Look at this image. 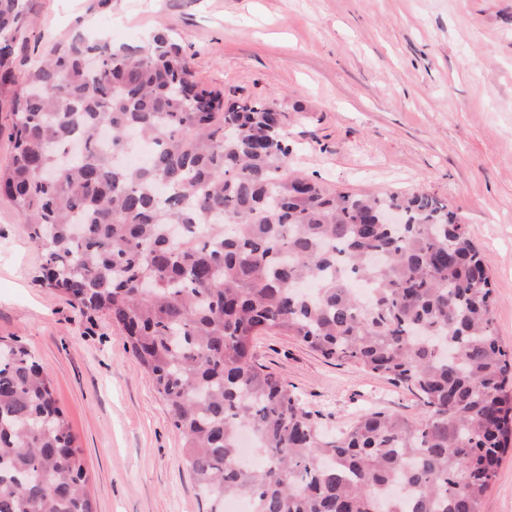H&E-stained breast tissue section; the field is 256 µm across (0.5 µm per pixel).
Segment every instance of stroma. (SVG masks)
Masks as SVG:
<instances>
[{"mask_svg":"<svg viewBox=\"0 0 512 512\" xmlns=\"http://www.w3.org/2000/svg\"><path fill=\"white\" fill-rule=\"evenodd\" d=\"M16 50L88 30L140 46L166 29L226 101L277 99L291 169L336 192L426 191L455 210L490 269L495 330L512 347V0H24ZM0 197V338L43 364L67 414L97 512H202L167 405L120 330L45 288L40 250ZM254 354L329 433L371 411L415 419L419 398L276 331Z\"/></svg>","mask_w":512,"mask_h":512,"instance_id":"obj_1","label":"stroma"}]
</instances>
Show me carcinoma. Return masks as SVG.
Returning a JSON list of instances; mask_svg holds the SVG:
<instances>
[{
    "mask_svg": "<svg viewBox=\"0 0 512 512\" xmlns=\"http://www.w3.org/2000/svg\"><path fill=\"white\" fill-rule=\"evenodd\" d=\"M33 23L0 0V193L43 284L108 316L166 401L210 512H482L512 446V348L467 225L425 192L344 194L288 173L286 113L201 86L164 32L149 48L77 33L16 69ZM363 284L369 299L355 291ZM275 330L417 394L325 435L255 359ZM248 429L262 463H239ZM0 512H96L42 365L0 344ZM11 125L7 105H4L0 111V168L4 169L11 161L13 154L12 142L9 138V128Z\"/></svg>",
    "mask_w": 512,
    "mask_h": 512,
    "instance_id": "obj_1",
    "label": "carcinoma"
}]
</instances>
